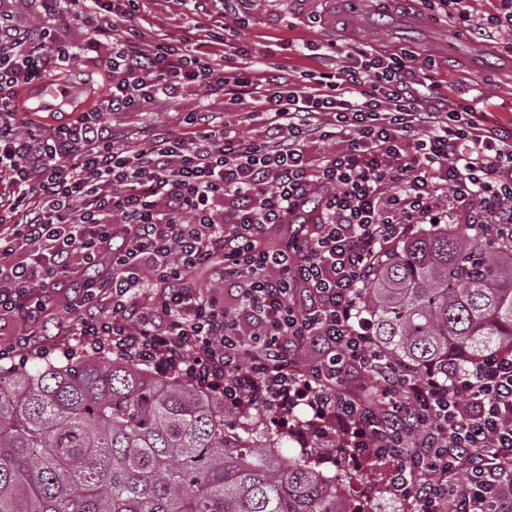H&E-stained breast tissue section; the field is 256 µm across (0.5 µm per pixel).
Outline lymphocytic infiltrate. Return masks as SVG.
Wrapping results in <instances>:
<instances>
[{
  "label": "lymphocytic infiltrate",
  "mask_w": 512,
  "mask_h": 512,
  "mask_svg": "<svg viewBox=\"0 0 512 512\" xmlns=\"http://www.w3.org/2000/svg\"><path fill=\"white\" fill-rule=\"evenodd\" d=\"M0 0V322L28 329L0 350L45 357L33 324L74 262L95 268L65 305L73 352L110 353L184 377L239 408L300 406L334 420L344 449L395 464L414 512H512V354L470 375L421 380L369 336L359 291L387 251L422 224H465L512 246V129L475 105L441 102L430 60L360 42L308 44L330 60L311 84L282 67L224 76L181 35L145 42L135 0ZM74 21L77 44L60 28ZM99 53L110 92L43 129L19 92ZM205 87L227 121L186 113V135L113 119ZM256 104L263 134L239 129ZM341 147L326 149V142ZM215 268L222 285L202 288ZM322 354L304 366L295 355Z\"/></svg>",
  "instance_id": "1"
}]
</instances>
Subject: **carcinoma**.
<instances>
[{
  "label": "carcinoma",
  "mask_w": 512,
  "mask_h": 512,
  "mask_svg": "<svg viewBox=\"0 0 512 512\" xmlns=\"http://www.w3.org/2000/svg\"><path fill=\"white\" fill-rule=\"evenodd\" d=\"M375 342L423 372L512 354V247L430 227L362 290ZM224 397L133 363L0 365V512H336L308 457L260 439Z\"/></svg>",
  "instance_id": "obj_1"
}]
</instances>
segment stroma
Returning <instances> with one entry per match:
<instances>
[{"mask_svg":"<svg viewBox=\"0 0 512 512\" xmlns=\"http://www.w3.org/2000/svg\"><path fill=\"white\" fill-rule=\"evenodd\" d=\"M467 31L456 34L453 27L432 20L426 5H416L405 13H380L362 0L357 10H349L343 0H252L248 25L237 36L249 52L250 68L279 65L294 76L319 70L318 61L287 51V44L327 41L345 42L357 38L377 52H393L406 46L420 59L432 60L441 91L450 101L462 103L482 91V104L491 122L512 128V71L502 68L506 40L489 34L485 18L495 8L494 0H473ZM191 0H138L137 15L145 40L159 34H184L193 28ZM204 107L216 117L224 115L223 99L192 88L175 98L156 100L145 111L125 116L123 128L132 130L152 124L167 125L174 133L184 131L183 115ZM393 466L377 463L367 477L373 490L367 512H411L392 490ZM360 475L344 477L338 485L341 500L353 498Z\"/></svg>","mask_w":512,"mask_h":512,"instance_id":"stroma-1","label":"stroma"}]
</instances>
